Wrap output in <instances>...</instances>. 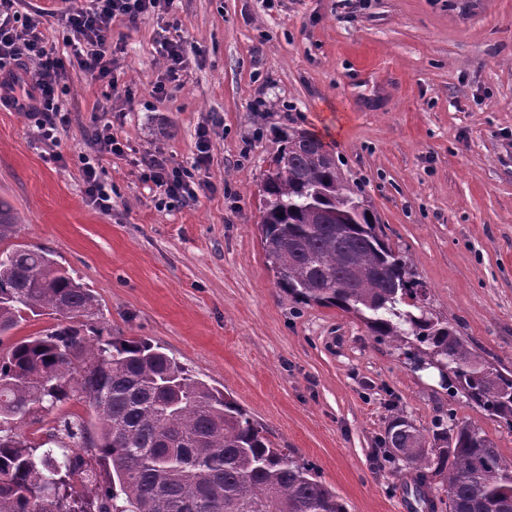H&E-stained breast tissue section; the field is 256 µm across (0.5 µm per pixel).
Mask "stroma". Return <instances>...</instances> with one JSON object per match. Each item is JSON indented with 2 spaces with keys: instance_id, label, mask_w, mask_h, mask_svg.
Returning <instances> with one entry per match:
<instances>
[{
  "instance_id": "obj_1",
  "label": "stroma",
  "mask_w": 512,
  "mask_h": 512,
  "mask_svg": "<svg viewBox=\"0 0 512 512\" xmlns=\"http://www.w3.org/2000/svg\"><path fill=\"white\" fill-rule=\"evenodd\" d=\"M174 35L194 51L168 81L160 43ZM112 59L117 99L66 68L62 162L25 110L0 108V199L20 217L15 243L52 251L94 291L112 335L149 339L224 392L351 512H402L412 474L376 451L395 415L427 428L453 409L512 458V430L449 396L435 370H413L354 315L280 288L260 240L283 134H314L411 258L427 305L512 370V0H174L135 27L113 20ZM97 107L122 154L95 155ZM203 125L206 189L158 204L142 157L191 167ZM90 156L112 190L106 214L85 202ZM63 417L94 421L74 396L15 431L38 445Z\"/></svg>"
}]
</instances>
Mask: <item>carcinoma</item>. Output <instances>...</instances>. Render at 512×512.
Wrapping results in <instances>:
<instances>
[{
  "mask_svg": "<svg viewBox=\"0 0 512 512\" xmlns=\"http://www.w3.org/2000/svg\"><path fill=\"white\" fill-rule=\"evenodd\" d=\"M262 249L302 303L358 317L417 370L444 362L441 386L512 429V371L490 367L453 323L422 314L410 258L315 136L284 138L264 181ZM19 217L0 200V241ZM99 300L43 248H0V345L29 317L53 323L0 354V512H350L312 463L278 448L224 393L145 339L96 321ZM78 394L96 432L65 418L33 446L13 424ZM453 409L420 429L401 415L379 441L383 462L413 473L412 512H512V460ZM90 491L76 495L74 483Z\"/></svg>",
  "mask_w": 512,
  "mask_h": 512,
  "instance_id": "carcinoma-1",
  "label": "carcinoma"
}]
</instances>
